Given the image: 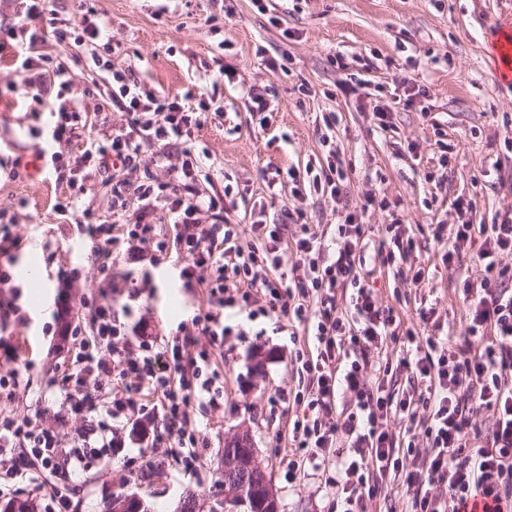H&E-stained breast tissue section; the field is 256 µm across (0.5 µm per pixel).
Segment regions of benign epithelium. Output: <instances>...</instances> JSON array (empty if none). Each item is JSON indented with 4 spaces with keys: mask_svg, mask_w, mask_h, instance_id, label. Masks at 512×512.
Segmentation results:
<instances>
[{
    "mask_svg": "<svg viewBox=\"0 0 512 512\" xmlns=\"http://www.w3.org/2000/svg\"><path fill=\"white\" fill-rule=\"evenodd\" d=\"M266 512H280L279 492L259 458L251 434L238 430L225 441L221 476L208 493H185L176 512L191 504L194 512H249V502ZM145 503L134 491L114 494L107 501L109 512H142Z\"/></svg>",
    "mask_w": 512,
    "mask_h": 512,
    "instance_id": "7a95c632",
    "label": "benign epithelium"
}]
</instances>
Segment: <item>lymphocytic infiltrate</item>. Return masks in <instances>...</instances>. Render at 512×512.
I'll return each mask as SVG.
<instances>
[{
  "label": "lymphocytic infiltrate",
  "instance_id": "obj_1",
  "mask_svg": "<svg viewBox=\"0 0 512 512\" xmlns=\"http://www.w3.org/2000/svg\"><path fill=\"white\" fill-rule=\"evenodd\" d=\"M22 5L18 23L0 24V48H12L25 93L43 102L54 95L44 73L50 57L33 54L40 36L28 22L46 13L49 0H22ZM111 76L113 106L146 118L116 131L108 142L90 141L85 161L103 170L132 167L144 138L158 145L160 156L173 149L182 155L165 196H157L151 183L140 184L138 208L119 213L128 235L166 251L167 242L156 237L151 222L155 202L164 199L180 226L176 245L185 261V280L225 295L230 304L247 306L254 294H261L269 312L305 326L314 352L302 364L308 384L294 396L298 414L291 430L292 467L335 466L339 476L331 485L341 512H369L380 491L369 480L374 472L414 490L415 512H465L476 500L485 501L492 512H512V215L453 230L433 225L434 240L449 246L443 263L454 264L469 250L474 270L463 285L464 335L420 336L403 328L399 317L384 313L374 289L357 271L366 262L361 214L344 212L329 248L306 223L293 232L284 224L251 225L248 243L238 225L197 223L198 212L224 211V191L196 192L199 162L187 144L211 102L200 100L197 111L190 112L175 99H142L124 71ZM292 254L303 275L286 270ZM269 267L278 270V277L266 275ZM347 287L352 293L343 305L338 292ZM111 335L112 312L98 308L91 335L81 339L73 370L64 379L72 412L101 410L113 420L128 419L141 411L137 392L148 389L160 402L180 462L193 469L196 439L186 433L188 413L204 404L219 407L224 396L207 374L210 353L186 358L189 340L176 336L152 354L129 350L106 358L98 354L97 343ZM393 343L401 346V365L422 385L418 397L398 400L385 386L382 375L390 367L386 354ZM481 411L491 421L485 433L472 423ZM395 415L416 430V440H404L390 429ZM113 438L108 426L94 438L78 434L64 448L53 431L31 420L0 422V453H14L13 475L19 479L34 467L53 469L62 462L72 471L82 470L88 458L111 447ZM21 442L28 443V450H18Z\"/></svg>",
  "mask_w": 512,
  "mask_h": 512
}]
</instances>
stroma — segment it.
<instances>
[{
    "label": "stroma",
    "instance_id": "obj_1",
    "mask_svg": "<svg viewBox=\"0 0 512 512\" xmlns=\"http://www.w3.org/2000/svg\"><path fill=\"white\" fill-rule=\"evenodd\" d=\"M85 6L119 45L112 62L143 97L169 95L192 110L202 92L220 104L190 144L201 167L198 190L227 192L224 223L292 225L302 213L331 236L344 210L362 209L365 238L375 244L383 225L400 219L416 249L408 270L373 269L368 281L382 308L424 334L462 333L461 271L442 263L430 226L489 224L512 211V85L499 80L488 53L498 29L512 24V0H263L259 7L252 0H51L50 14L35 23L43 36L36 50L70 71L65 97L85 109L89 135L104 141L141 115L113 107L109 76L88 66L85 47L56 44L54 29L72 25ZM411 75L422 93L414 107L394 112L391 129L359 109L360 98L391 92ZM251 90L264 97V113L248 111ZM49 136L45 105L24 97L11 60L0 58V223L10 234L0 244V270L12 275L0 284V377L15 379L0 391V418H32L65 446L76 432L98 431L105 414L71 413L59 390L73 357V339L60 328L65 319L89 328L101 306L111 308L120 329L111 339L118 348L158 350L193 333L188 353L209 349L224 378V405L190 414L199 453L194 471L176 461L157 400L145 392V416L125 424L82 471L62 464L16 483L10 458L0 459V500L22 494L37 512H58L64 498L69 512H103L108 497L132 490L153 512H174L186 491L211 489L225 440L245 428L281 512H336L328 486L335 469L289 474L295 411L277 396L299 389L300 358L309 352L303 327L260 309L249 319L237 307H219L206 288L186 284L174 250L145 251L119 228L112 265L101 268L90 223L135 210L137 186L149 176L171 181L169 167L180 155L160 159L158 146L145 141L135 168L112 174L89 164L72 189L51 167L30 171L37 144ZM333 151L347 172L342 201L294 193L293 175H304L309 164L325 169ZM371 194L387 209L367 205ZM460 196L471 200V211L456 208ZM414 268L424 271L418 287ZM423 309L432 310L431 323H422ZM209 311L223 312L236 331L223 345L195 331L196 317ZM258 349L269 354L260 370L252 359Z\"/></svg>",
    "mask_w": 512,
    "mask_h": 512
}]
</instances>
